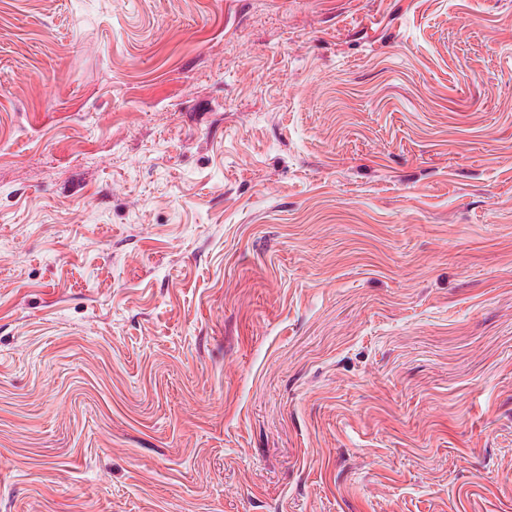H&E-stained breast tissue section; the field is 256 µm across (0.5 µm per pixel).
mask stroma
<instances>
[{"label": "stroma", "instance_id": "stroma-1", "mask_svg": "<svg viewBox=\"0 0 512 512\" xmlns=\"http://www.w3.org/2000/svg\"><path fill=\"white\" fill-rule=\"evenodd\" d=\"M0 512H512V0H0Z\"/></svg>", "mask_w": 512, "mask_h": 512}]
</instances>
